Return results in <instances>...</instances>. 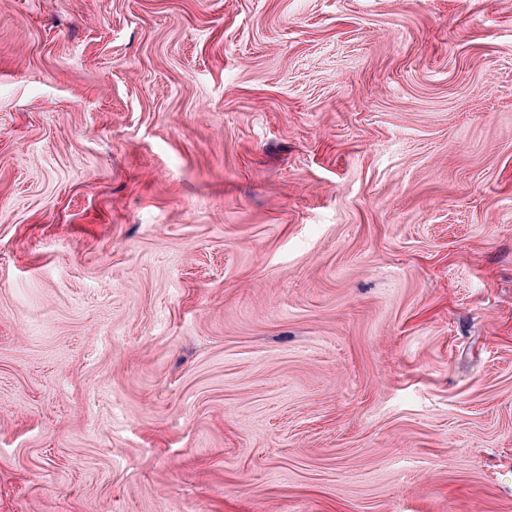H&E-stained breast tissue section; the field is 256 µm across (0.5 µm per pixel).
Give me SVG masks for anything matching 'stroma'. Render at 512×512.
I'll use <instances>...</instances> for the list:
<instances>
[{
	"instance_id": "obj_1",
	"label": "stroma",
	"mask_w": 512,
	"mask_h": 512,
	"mask_svg": "<svg viewBox=\"0 0 512 512\" xmlns=\"http://www.w3.org/2000/svg\"><path fill=\"white\" fill-rule=\"evenodd\" d=\"M0 512H512V0H0Z\"/></svg>"
}]
</instances>
